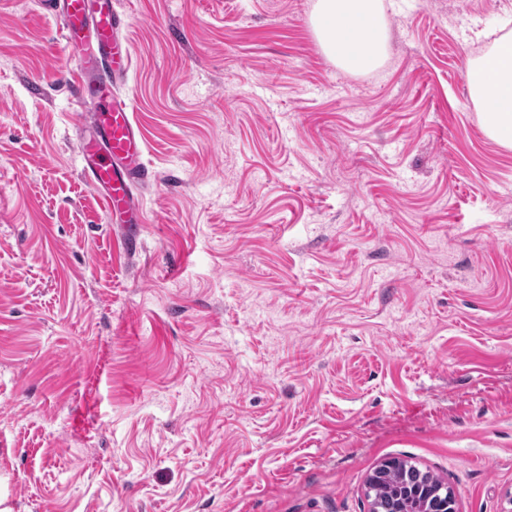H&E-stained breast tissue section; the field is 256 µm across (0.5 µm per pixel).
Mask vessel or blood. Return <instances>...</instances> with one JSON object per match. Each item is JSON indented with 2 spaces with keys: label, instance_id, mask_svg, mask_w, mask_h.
<instances>
[{
  "label": "vessel or blood",
  "instance_id": "obj_1",
  "mask_svg": "<svg viewBox=\"0 0 512 512\" xmlns=\"http://www.w3.org/2000/svg\"><path fill=\"white\" fill-rule=\"evenodd\" d=\"M41 6L59 18L62 39L84 49L82 71L67 86L78 108L82 175L99 190L110 221L138 223L135 188L149 183L153 174L142 160L145 136L133 106L116 92L130 60L128 43L118 37L123 19L112 0H41Z\"/></svg>",
  "mask_w": 512,
  "mask_h": 512
}]
</instances>
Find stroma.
Instances as JSON below:
<instances>
[{
  "instance_id": "obj_1",
  "label": "stroma",
  "mask_w": 512,
  "mask_h": 512,
  "mask_svg": "<svg viewBox=\"0 0 512 512\" xmlns=\"http://www.w3.org/2000/svg\"><path fill=\"white\" fill-rule=\"evenodd\" d=\"M315 0H114L143 221L81 175L79 50L0 0V512H369L398 458L512 512V149L469 60L512 0H383L348 72Z\"/></svg>"
}]
</instances>
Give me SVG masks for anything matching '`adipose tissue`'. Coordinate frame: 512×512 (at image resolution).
Listing matches in <instances>:
<instances>
[{
    "instance_id": "ef3b65f1",
    "label": "adipose tissue",
    "mask_w": 512,
    "mask_h": 512,
    "mask_svg": "<svg viewBox=\"0 0 512 512\" xmlns=\"http://www.w3.org/2000/svg\"><path fill=\"white\" fill-rule=\"evenodd\" d=\"M313 27L327 55L348 71L374 69L388 53L381 0H316ZM465 78L471 98L483 105L485 133L512 149V32L469 61Z\"/></svg>"
}]
</instances>
